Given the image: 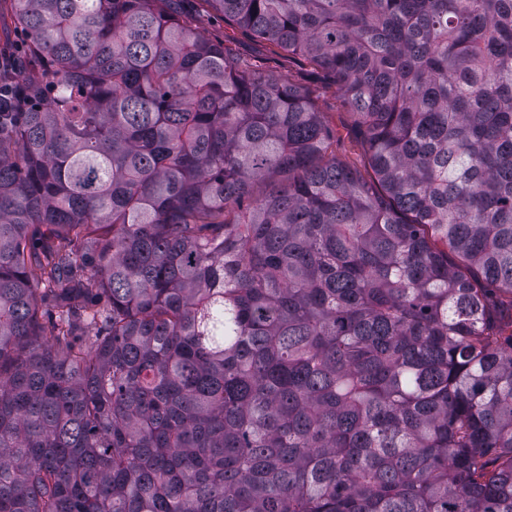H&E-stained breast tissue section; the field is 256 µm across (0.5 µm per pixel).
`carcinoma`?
Listing matches in <instances>:
<instances>
[{
	"label": "carcinoma",
	"mask_w": 512,
	"mask_h": 512,
	"mask_svg": "<svg viewBox=\"0 0 512 512\" xmlns=\"http://www.w3.org/2000/svg\"><path fill=\"white\" fill-rule=\"evenodd\" d=\"M205 2L371 175L172 0H0V512H512V0ZM199 18L197 32L205 39H222L232 56L241 62L256 63L285 81L309 89L318 112H323L339 136L336 154L349 161H362L360 143L349 132V112L341 93L328 79L301 57H288L264 42L254 40L240 30L224 24L223 18L205 4H194ZM22 52L23 46L19 44L12 53L4 54L2 59L0 53V75L2 71L5 82L0 92L1 112H18L21 107L22 93L14 83V77L22 69L25 61Z\"/></svg>",
	"instance_id": "1"
}]
</instances>
